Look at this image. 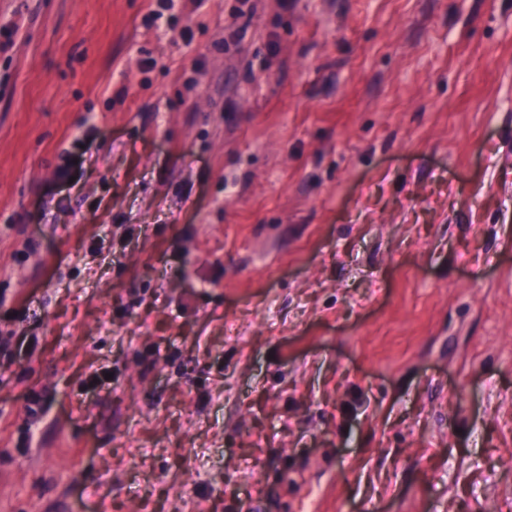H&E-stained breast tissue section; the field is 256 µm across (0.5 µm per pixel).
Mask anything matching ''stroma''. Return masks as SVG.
<instances>
[{
  "instance_id": "1",
  "label": "stroma",
  "mask_w": 512,
  "mask_h": 512,
  "mask_svg": "<svg viewBox=\"0 0 512 512\" xmlns=\"http://www.w3.org/2000/svg\"><path fill=\"white\" fill-rule=\"evenodd\" d=\"M1 29L0 512H512V0Z\"/></svg>"
}]
</instances>
